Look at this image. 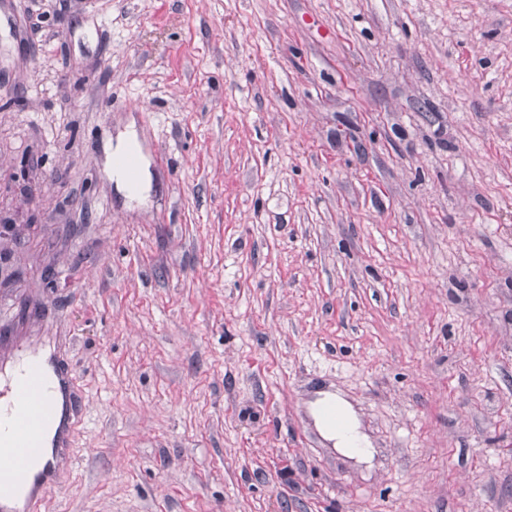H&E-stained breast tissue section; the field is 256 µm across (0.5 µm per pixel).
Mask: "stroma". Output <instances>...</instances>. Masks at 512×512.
Segmentation results:
<instances>
[{
  "instance_id": "stroma-1",
  "label": "stroma",
  "mask_w": 512,
  "mask_h": 512,
  "mask_svg": "<svg viewBox=\"0 0 512 512\" xmlns=\"http://www.w3.org/2000/svg\"><path fill=\"white\" fill-rule=\"evenodd\" d=\"M0 224V373L83 394L40 512H512V0H0ZM139 149L138 136L135 131L130 130L120 134L112 153L108 158V165L112 168L116 185L121 188L130 199H142L147 196L151 189V180L148 170L144 169L138 184L132 188L125 177L124 172L117 166V159L126 154L134 153ZM60 365L61 370H59L58 373L55 368V374L58 380V391L61 397L64 400L66 399V401L74 407L80 392L79 379L68 364ZM318 394L323 397L318 399L315 405L319 402L324 404L333 402L336 408L342 413L346 422V428L344 430H336V432H333L325 426L321 415L318 416L317 409L315 408L313 414L316 425L322 436L327 441L331 442L336 451L341 454L349 458L357 459L358 462L368 461L371 456V452L368 448L370 446V440L360 429V423L352 404L337 393L319 392Z\"/></svg>"
}]
</instances>
